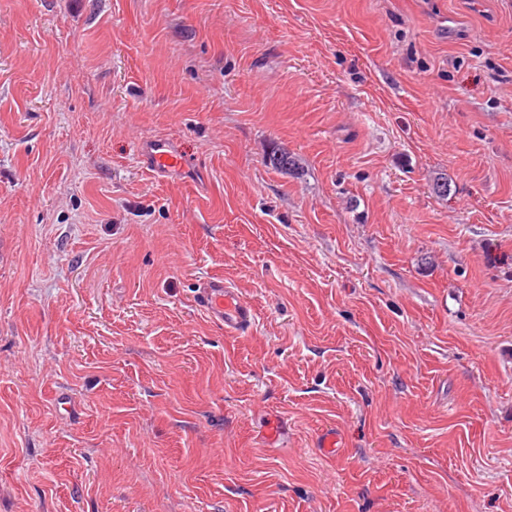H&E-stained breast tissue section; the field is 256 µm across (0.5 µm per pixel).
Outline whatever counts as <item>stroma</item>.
Wrapping results in <instances>:
<instances>
[{"label": "stroma", "instance_id": "35a3bbf8", "mask_svg": "<svg viewBox=\"0 0 512 512\" xmlns=\"http://www.w3.org/2000/svg\"><path fill=\"white\" fill-rule=\"evenodd\" d=\"M0 512H512V0H0ZM142 152L146 166L158 174L182 171L187 167L185 158L169 140L151 141L143 147ZM199 303L224 326L226 332H239L254 321L252 306L219 277L207 278L200 288Z\"/></svg>", "mask_w": 512, "mask_h": 512}]
</instances>
